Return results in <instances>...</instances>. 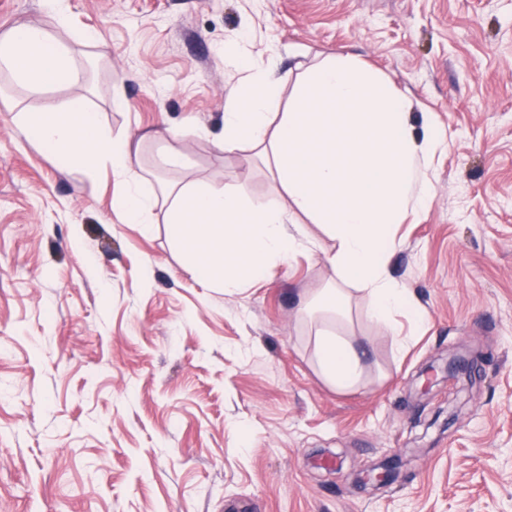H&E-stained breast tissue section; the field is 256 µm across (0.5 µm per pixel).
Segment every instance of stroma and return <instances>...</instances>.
I'll return each instance as SVG.
<instances>
[{"label":"stroma","mask_w":512,"mask_h":512,"mask_svg":"<svg viewBox=\"0 0 512 512\" xmlns=\"http://www.w3.org/2000/svg\"><path fill=\"white\" fill-rule=\"evenodd\" d=\"M67 5L64 30L44 0H0V35L51 29L78 71L32 94L0 70V512H512V0ZM235 40L282 73L356 56L446 134L428 209L396 230L391 272L423 312L397 315L403 349L351 297L341 332L366 351L359 390L322 380L299 312L333 276L315 225V255L211 288L168 224L113 223L111 169L85 174L15 127V113L81 98L111 134L150 135L145 189L236 183L284 200L251 151L217 147ZM462 348L481 360L440 434L426 423L450 388L420 395L418 375ZM420 436L431 448L397 482L357 483Z\"/></svg>","instance_id":"35a3bbf8"}]
</instances>
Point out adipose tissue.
<instances>
[{
    "mask_svg": "<svg viewBox=\"0 0 512 512\" xmlns=\"http://www.w3.org/2000/svg\"><path fill=\"white\" fill-rule=\"evenodd\" d=\"M230 63L240 86L224 112L218 146L227 152L250 146L267 162L286 202L261 201L228 183H173L143 192L135 171L139 146L108 133L81 101L20 112L16 122L27 137L86 173L111 168L123 184L112 206L116 223L144 224L154 210L163 211L184 269L209 287L242 288L273 263L314 253L318 243L304 225L315 224L335 243L326 256L334 277L315 305L349 318L350 291L358 289L366 319L403 345L395 314L418 318L422 312L391 274L393 229L427 209L433 189L427 170L445 149V136L433 121L416 122L408 96L357 57L338 53L298 73L282 113L275 110L282 77L252 69L242 46ZM0 65L35 93L74 75L68 49L36 26L0 37ZM315 353L330 385L361 387L364 366L348 337L318 331Z\"/></svg>",
    "mask_w": 512,
    "mask_h": 512,
    "instance_id": "adipose-tissue-1",
    "label": "adipose tissue"
}]
</instances>
